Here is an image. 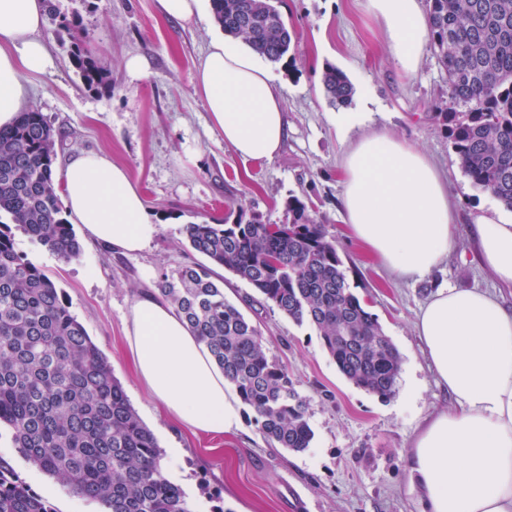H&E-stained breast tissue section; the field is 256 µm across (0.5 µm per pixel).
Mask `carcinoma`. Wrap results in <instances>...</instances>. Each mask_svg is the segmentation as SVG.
<instances>
[{
	"label": "carcinoma",
	"instance_id": "cac0c4a2",
	"mask_svg": "<svg viewBox=\"0 0 512 512\" xmlns=\"http://www.w3.org/2000/svg\"><path fill=\"white\" fill-rule=\"evenodd\" d=\"M434 53L448 80V131L473 184L512 210V0H427ZM215 23L260 57L277 63L292 35L274 0H210ZM72 62L89 90L112 77L86 44ZM324 88L346 103L353 87L330 67ZM54 129L36 109L0 128V428L31 465L106 512H196L170 481L163 452L131 405L112 367L71 312L56 283L22 252L13 230L63 261L81 248L53 174ZM291 219L184 225L206 258L158 283L224 380L273 447L302 452L314 431L286 369L270 358L261 332L224 297L222 268L251 285L295 324L314 327L339 372L383 400L397 393L402 357L355 294L325 225L298 199ZM0 512H54L0 456Z\"/></svg>",
	"mask_w": 512,
	"mask_h": 512
}]
</instances>
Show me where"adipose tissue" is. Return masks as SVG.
Wrapping results in <instances>:
<instances>
[{"label":"adipose tissue","mask_w":512,"mask_h":512,"mask_svg":"<svg viewBox=\"0 0 512 512\" xmlns=\"http://www.w3.org/2000/svg\"><path fill=\"white\" fill-rule=\"evenodd\" d=\"M405 76L429 33L421 0H365ZM45 0H0V127L28 102L30 77L51 74L41 37ZM212 125L246 161L272 159L288 126L271 72L240 44L212 39L194 73ZM57 177L64 204L88 236L112 250L143 251L159 227L127 170L103 152L72 155ZM342 207L352 236L393 274L438 268L455 234L448 178L416 146L388 134L351 144L342 164ZM483 267L512 285V223L486 215L471 226ZM415 331L453 401L418 426L405 471L418 512H512V308L478 289L441 288ZM133 366L164 415L202 432L231 433L239 400L205 345L163 299L145 292L127 316Z\"/></svg>","instance_id":"1"}]
</instances>
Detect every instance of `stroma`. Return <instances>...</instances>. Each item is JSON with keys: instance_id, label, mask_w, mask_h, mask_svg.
Returning a JSON list of instances; mask_svg holds the SVG:
<instances>
[{"instance_id": "stroma-1", "label": "stroma", "mask_w": 512, "mask_h": 512, "mask_svg": "<svg viewBox=\"0 0 512 512\" xmlns=\"http://www.w3.org/2000/svg\"><path fill=\"white\" fill-rule=\"evenodd\" d=\"M52 6L81 18L68 31L46 20L42 36L56 69L29 84L31 108L62 135L56 161L81 151L110 153L139 187L160 231L145 250L125 255L91 243L83 226L75 225L81 255L71 262L24 235L16 241L55 281L108 360L161 447L169 479L197 512H416L404 470L410 439L425 417L452 405L424 358L414 329L417 314L445 287L484 289L512 306V287L480 266L470 230L476 214H500L504 208L473 186L447 130L433 118L448 107V83L433 51H425L409 79L363 0H278L293 40L270 69L283 98L288 137L273 159L246 162L211 129L193 82L210 40L220 33L211 14L190 22L168 20L157 0H52ZM85 41L111 73V89H86L72 66L73 44ZM131 54L147 58L145 76L126 71ZM330 66L349 78V106L369 113L366 128L345 135L337 130L341 106L323 88ZM365 130L407 140L448 174L455 241L445 262L422 279L392 276L348 234L340 206L341 165L348 142ZM293 196L323 218L353 292L402 356L397 393L381 400L338 371L313 327L296 325L248 283L225 274V297L258 327L268 355L287 368L304 403L314 439L301 453L270 447L246 407L233 434L198 432L164 418L133 372L125 322L139 293L156 290L160 278L179 266L200 261L185 239V224L233 223L255 215L284 224ZM0 456L55 512H104L101 504L73 495L27 463L5 435Z\"/></svg>"}]
</instances>
